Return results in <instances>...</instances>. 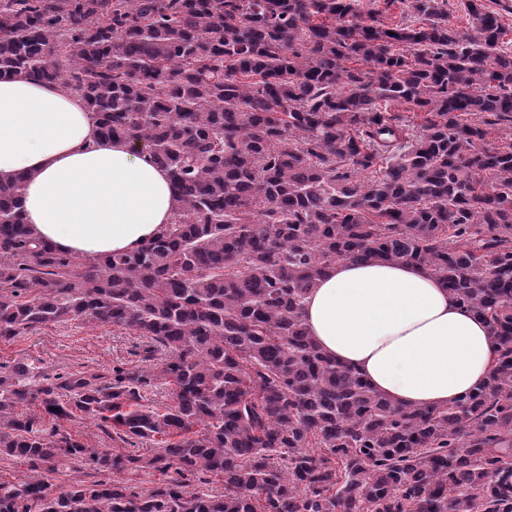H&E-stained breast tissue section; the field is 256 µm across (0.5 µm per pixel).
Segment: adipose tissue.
<instances>
[{
  "label": "adipose tissue",
  "mask_w": 512,
  "mask_h": 512,
  "mask_svg": "<svg viewBox=\"0 0 512 512\" xmlns=\"http://www.w3.org/2000/svg\"><path fill=\"white\" fill-rule=\"evenodd\" d=\"M21 174L26 223L89 261L138 249L181 207L168 172L101 139L78 94L25 74L0 81V179ZM302 312L323 352L401 406L451 404L494 366L482 318L417 264L338 261Z\"/></svg>",
  "instance_id": "ef3b65f1"
}]
</instances>
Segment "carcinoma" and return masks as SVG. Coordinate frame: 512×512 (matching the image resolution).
Here are the masks:
<instances>
[{
    "mask_svg": "<svg viewBox=\"0 0 512 512\" xmlns=\"http://www.w3.org/2000/svg\"><path fill=\"white\" fill-rule=\"evenodd\" d=\"M397 1L411 21L362 0H0V80L78 93L182 201L136 251L84 263L24 222V177L0 181V340L80 318L149 340L106 375L0 373V455L27 467L0 512H512V143L489 146L512 45L485 0L465 37L447 0ZM341 259L428 268L487 323L489 378L402 408L325 356L302 301ZM85 418L120 448L76 438ZM65 469L112 479L56 491ZM148 470L165 479L135 491ZM200 474L224 494L189 490Z\"/></svg>",
    "mask_w": 512,
    "mask_h": 512,
    "instance_id": "carcinoma-1",
    "label": "carcinoma"
}]
</instances>
